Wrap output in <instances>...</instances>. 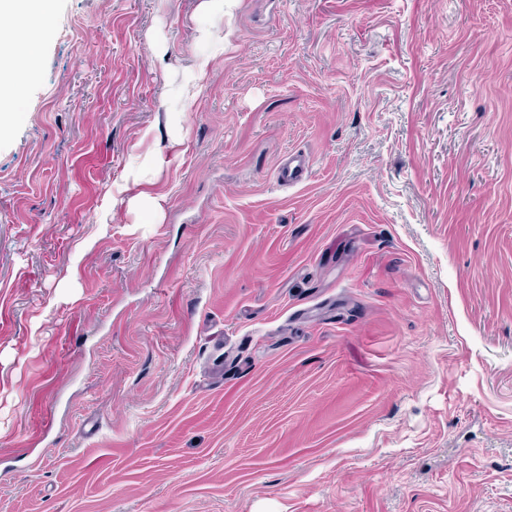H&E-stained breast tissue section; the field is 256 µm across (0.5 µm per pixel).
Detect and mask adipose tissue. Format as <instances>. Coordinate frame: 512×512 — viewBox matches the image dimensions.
Wrapping results in <instances>:
<instances>
[{"mask_svg":"<svg viewBox=\"0 0 512 512\" xmlns=\"http://www.w3.org/2000/svg\"><path fill=\"white\" fill-rule=\"evenodd\" d=\"M237 0H199L195 15V41L202 45L195 55L183 82L168 99L166 118L181 121L185 104L201 97L206 90V78L214 60L224 52V19L231 15ZM56 0H0V129L13 114L22 85L36 68L42 48L43 27L54 13ZM182 137H172L164 152L151 163H131L126 180L132 191L128 208L136 212L141 223H154L160 206L139 186L148 181L153 170L176 159Z\"/></svg>","mask_w":512,"mask_h":512,"instance_id":"ef3b65f1","label":"adipose tissue"}]
</instances>
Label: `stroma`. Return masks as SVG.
I'll return each mask as SVG.
<instances>
[{
  "label": "stroma",
  "mask_w": 512,
  "mask_h": 512,
  "mask_svg": "<svg viewBox=\"0 0 512 512\" xmlns=\"http://www.w3.org/2000/svg\"><path fill=\"white\" fill-rule=\"evenodd\" d=\"M196 5L57 0L0 133V512H512V0H240L139 224ZM183 137H172L164 151H160L153 159L152 163H138L133 161L128 169L126 185L120 192L126 193L129 190L139 186L141 183L150 180L152 175L151 169H160L164 164H169L172 160L176 159L180 153V146L182 145ZM309 167V163L299 156L288 155L277 167V180L288 185L300 182ZM127 202L129 210L140 216L139 224L155 223L160 206L154 197L144 192H138L129 196Z\"/></svg>",
  "instance_id": "obj_1"
}]
</instances>
